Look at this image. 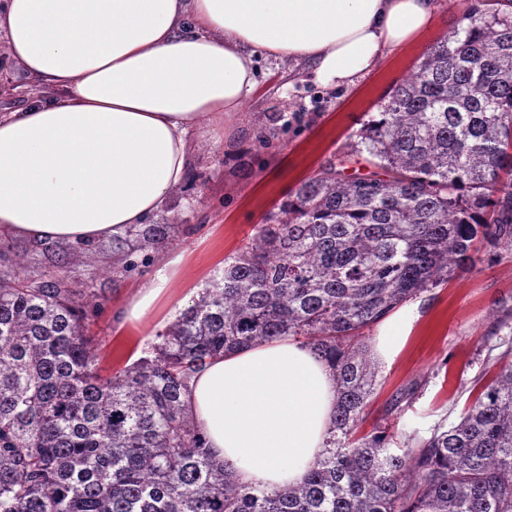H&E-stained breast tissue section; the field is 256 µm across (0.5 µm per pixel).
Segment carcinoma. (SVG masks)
I'll list each match as a JSON object with an SVG mask.
<instances>
[{"label":"carcinoma","instance_id":"carcinoma-1","mask_svg":"<svg viewBox=\"0 0 512 512\" xmlns=\"http://www.w3.org/2000/svg\"><path fill=\"white\" fill-rule=\"evenodd\" d=\"M472 0L357 131L382 174L336 158L302 181L252 242L104 377L84 304L63 279L0 271V512H512V340L459 421L398 446L354 438L378 366L354 343L424 291L512 252V12ZM169 224L136 230L140 250ZM292 337L336 377L325 452L293 485L231 480L186 408L189 379L230 351ZM414 382L392 399H413Z\"/></svg>","mask_w":512,"mask_h":512}]
</instances>
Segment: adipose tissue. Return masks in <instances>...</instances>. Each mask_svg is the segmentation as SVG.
Masks as SVG:
<instances>
[{"label": "adipose tissue", "instance_id": "1", "mask_svg": "<svg viewBox=\"0 0 512 512\" xmlns=\"http://www.w3.org/2000/svg\"><path fill=\"white\" fill-rule=\"evenodd\" d=\"M434 12V0H0L11 59L52 90L0 116V235L123 238L185 184L193 139L223 144L256 57L341 88ZM185 401L233 479L273 489L322 453L336 384L285 337L215 359Z\"/></svg>", "mask_w": 512, "mask_h": 512}]
</instances>
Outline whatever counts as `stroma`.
<instances>
[{"label":"stroma","mask_w":512,"mask_h":512,"mask_svg":"<svg viewBox=\"0 0 512 512\" xmlns=\"http://www.w3.org/2000/svg\"><path fill=\"white\" fill-rule=\"evenodd\" d=\"M470 4L471 0H437L430 29L386 51L371 72L338 90L316 83L294 62L258 57L252 94L240 111L224 117L223 149L195 142L192 179L155 216V223L171 227L161 248L140 251L130 232L119 240L91 244L77 256L67 242L11 237L8 250L0 254V269L28 274L52 269L69 288L96 298L100 308L91 331L101 375L132 363L157 331L222 276L225 259L278 210L288 191L337 153L354 152L366 113L383 109L393 88L461 23ZM27 84L0 42V114L31 103ZM262 132L271 134L272 140L269 147L259 149L256 137ZM350 170L367 175L375 167L368 154H355ZM116 254L131 255L135 269L114 271ZM164 256L182 259L171 270L170 292L142 321L125 320V309L156 275ZM481 257L474 268L393 312V319L401 323L402 346L391 362L380 365L360 434L387 421L400 440L429 436L435 426L457 421L478 388L497 372V346L512 333V254L487 247ZM415 381L423 384L419 395L400 414L388 415L393 395Z\"/></svg>","instance_id":"stroma-1"}]
</instances>
